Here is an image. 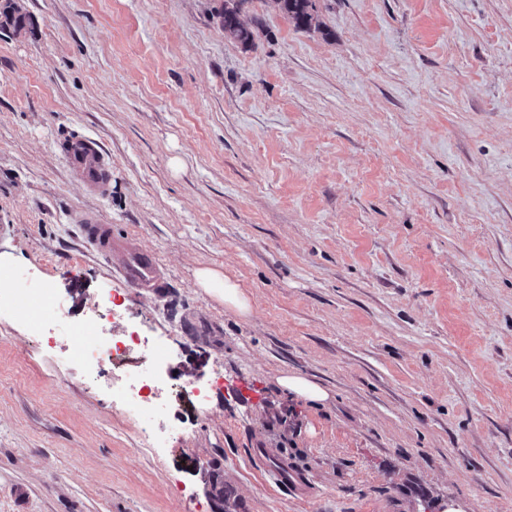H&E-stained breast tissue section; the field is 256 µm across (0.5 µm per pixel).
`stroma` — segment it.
<instances>
[{
	"instance_id": "35a3bbf8",
	"label": "stroma",
	"mask_w": 512,
	"mask_h": 512,
	"mask_svg": "<svg viewBox=\"0 0 512 512\" xmlns=\"http://www.w3.org/2000/svg\"><path fill=\"white\" fill-rule=\"evenodd\" d=\"M0 27V260L125 320L208 383L164 447L106 378L0 312V512H512V0H16ZM112 168L89 194L61 145ZM92 209L168 273L89 255ZM230 271L243 318L199 286ZM296 373L324 404L288 396ZM291 450L298 501L257 466ZM222 2L216 15L220 19L225 35L230 36L246 48L251 47L253 32L240 18L242 6L246 0H222ZM297 28H310L316 22L314 0H273ZM278 383L288 394L311 403H324L330 397L326 389L298 374H286Z\"/></svg>"
}]
</instances>
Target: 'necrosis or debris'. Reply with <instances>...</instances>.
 I'll list each match as a JSON object with an SVG mask.
<instances>
[{"instance_id": "4bbe7bcc", "label": "necrosis or debris", "mask_w": 512, "mask_h": 512, "mask_svg": "<svg viewBox=\"0 0 512 512\" xmlns=\"http://www.w3.org/2000/svg\"><path fill=\"white\" fill-rule=\"evenodd\" d=\"M48 300L50 309L37 311L41 300ZM15 311L32 307L29 325L34 335H44L49 325L65 316V307L53 289L39 285L30 288L0 287V307ZM66 336L72 338L73 356L91 368L109 365L112 370V391L125 413L140 420L144 426V441L148 446L157 445L160 431L181 421L180 411L174 404L184 399L188 382L178 381L164 368L159 350H148L147 341L137 331L122 323V305L117 298L101 297L95 313L83 323L66 327ZM148 350L152 361L150 368L130 372L131 355L138 350Z\"/></svg>"}]
</instances>
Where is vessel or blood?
<instances>
[{
  "label": "vessel or blood",
  "mask_w": 512,
  "mask_h": 512,
  "mask_svg": "<svg viewBox=\"0 0 512 512\" xmlns=\"http://www.w3.org/2000/svg\"><path fill=\"white\" fill-rule=\"evenodd\" d=\"M63 151L70 172L92 194H104L112 180V170L98 143L89 137L75 136L64 143ZM77 222L86 248L93 254L114 259L117 272L136 292L157 293L164 288L165 275L153 252L134 239L115 233L111 224L96 213H81ZM253 458L291 496L301 500L312 496L313 491L303 475L275 449H254Z\"/></svg>",
  "instance_id": "1"
}]
</instances>
